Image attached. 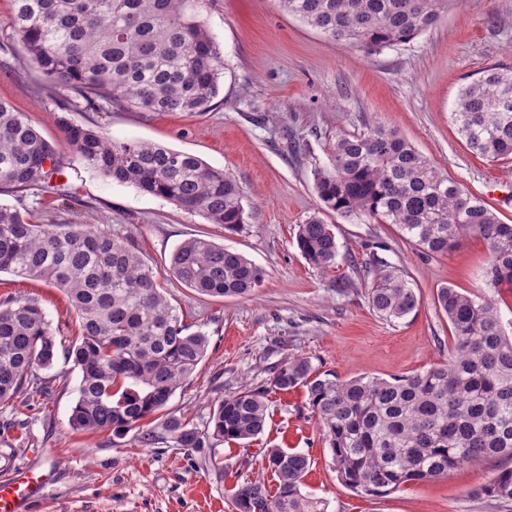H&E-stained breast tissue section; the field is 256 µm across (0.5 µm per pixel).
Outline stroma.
Returning a JSON list of instances; mask_svg holds the SVG:
<instances>
[{"instance_id": "1", "label": "stroma", "mask_w": 512, "mask_h": 512, "mask_svg": "<svg viewBox=\"0 0 512 512\" xmlns=\"http://www.w3.org/2000/svg\"><path fill=\"white\" fill-rule=\"evenodd\" d=\"M12 0H0V99L26 113L64 167L62 191L0 192L37 224H89L134 245L155 270L190 331L209 338L192 380L167 409L206 428L225 394L272 376L284 358L308 357L341 380L422 371L445 361L450 325L439 288L483 293L489 253L478 236L430 257L392 224L321 210L317 169L329 163L337 134L380 123L395 129L432 164L512 224V157L473 154L450 116L460 87L486 67L512 70V0H451L448 11L405 44L370 51L333 40L284 12L278 0H207L199 19L220 47L224 74L210 111L145 112L122 105L86 106L48 82L20 51ZM90 127L115 141L158 143L231 173L243 190L246 222L238 231L211 224L85 166L59 124ZM333 224L334 268L307 263L296 243L314 213ZM202 237L242 253L264 272L247 297L200 295L169 272L181 242ZM404 270L419 305L402 320L378 317L368 304L373 253ZM32 298L60 345L80 334L58 289L4 272L0 298ZM47 393L0 401V476L36 469L50 476L49 501L28 512H232L227 491L256 477L263 451L281 446L311 459L304 491L327 512H512V502L473 497L506 468L503 460L458 467L377 499L345 487L311 412L306 391L270 396L264 432L237 443L187 450L136 445L133 434L82 433L69 426L81 372L56 357L38 370Z\"/></svg>"}]
</instances>
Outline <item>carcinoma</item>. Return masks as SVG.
<instances>
[{
  "mask_svg": "<svg viewBox=\"0 0 512 512\" xmlns=\"http://www.w3.org/2000/svg\"><path fill=\"white\" fill-rule=\"evenodd\" d=\"M12 26L22 52L57 86L89 104L119 102L148 112H207L221 88L219 47L198 19L204 0H13ZM302 23L351 46L407 43L448 11L450 0H279ZM451 120L469 148L486 158L512 155V71L491 66L463 86ZM79 159L102 177L165 199L210 224L235 231L245 223L243 194L228 172L194 155L142 142H114L98 131L63 123ZM62 171L53 147L27 115L0 101V188L24 192ZM323 208L394 224L430 256L445 255L466 235L480 236L490 261L486 286L512 285V224L438 170L384 125L338 133L329 164L315 173ZM297 245L315 268L339 255L333 225L318 215L298 226ZM368 290L372 310L403 319L418 304L403 271L375 257ZM170 273L211 297H245L264 273L241 253L193 237L171 255ZM0 272L59 289L80 320L65 348L81 371L73 430L135 431L142 447L207 448L264 431L273 391L306 389L341 482L381 498L408 482H426L462 466L512 460V336L494 299L439 289L451 327L448 360L388 379L341 381L319 373L307 357L286 358L270 382L224 396L211 428L201 430L166 411L175 391L206 357L208 338L189 333L157 275L132 245L86 224H34L0 204ZM56 340L33 299L0 300V400L29 390L41 396L36 369L50 367ZM158 416L153 426L149 419ZM261 477L231 489L233 512H326L302 492L308 455L269 448ZM472 494L512 502V468Z\"/></svg>",
  "mask_w": 512,
  "mask_h": 512,
  "instance_id": "cac0c4a2",
  "label": "carcinoma"
}]
</instances>
